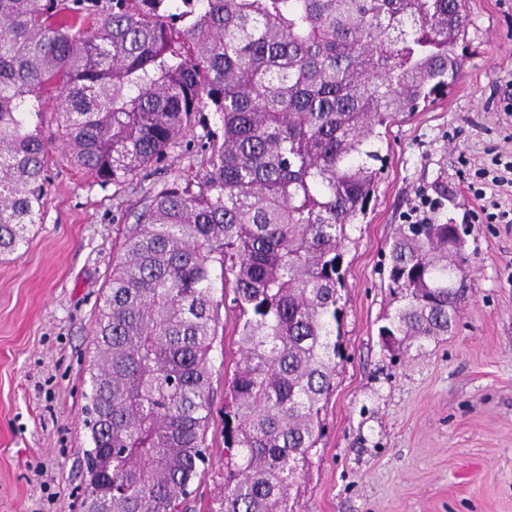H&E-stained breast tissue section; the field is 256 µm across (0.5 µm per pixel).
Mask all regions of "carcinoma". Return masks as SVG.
<instances>
[{
    "instance_id": "obj_1",
    "label": "carcinoma",
    "mask_w": 512,
    "mask_h": 512,
    "mask_svg": "<svg viewBox=\"0 0 512 512\" xmlns=\"http://www.w3.org/2000/svg\"><path fill=\"white\" fill-rule=\"evenodd\" d=\"M190 19L186 26L178 22ZM464 0H0V260L43 223L55 92L65 155L138 186L204 112L200 167L143 191L98 306L84 426L91 512H183L210 459L219 305L240 359L209 512H292L336 379L341 258L390 126L461 77ZM440 216L389 250V350L448 335L469 257ZM224 283L213 296L215 270Z\"/></svg>"
}]
</instances>
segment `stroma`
Instances as JSON below:
<instances>
[{"label": "stroma", "instance_id": "35a3bbf8", "mask_svg": "<svg viewBox=\"0 0 512 512\" xmlns=\"http://www.w3.org/2000/svg\"><path fill=\"white\" fill-rule=\"evenodd\" d=\"M447 96L400 116L387 163L345 254L344 318L324 434L291 492L293 512H512V223L487 219L475 192L512 213V188L481 169L512 161V0H466ZM202 124L140 189L100 183L53 151L48 209L27 248L0 262V512H82V424L98 305L144 188L200 164ZM445 195L468 229L469 292L447 339L383 348L393 312L389 243L419 189ZM211 353L210 464L188 512L224 490V380L238 358L224 316Z\"/></svg>", "mask_w": 512, "mask_h": 512}]
</instances>
